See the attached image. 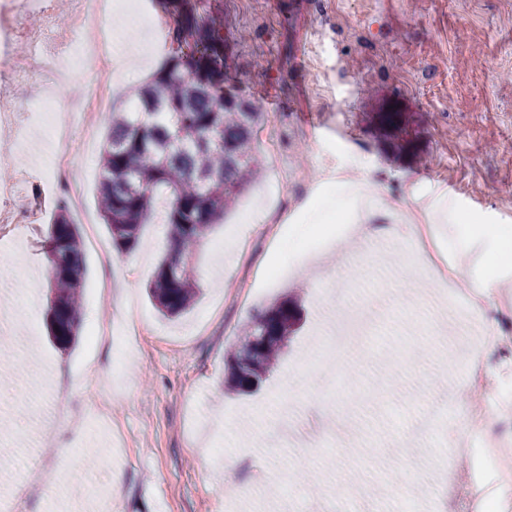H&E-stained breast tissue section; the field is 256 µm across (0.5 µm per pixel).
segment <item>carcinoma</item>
<instances>
[{
    "mask_svg": "<svg viewBox=\"0 0 512 512\" xmlns=\"http://www.w3.org/2000/svg\"><path fill=\"white\" fill-rule=\"evenodd\" d=\"M175 18L168 38L177 44L169 64L150 83L132 89L133 107L108 115L100 160V214L113 243L129 251L144 226L168 225L175 247L162 258L149 296L165 317L195 303L194 265L183 261L206 240L259 174L260 109L224 92L227 46L220 8L202 0H162ZM385 136L403 130L396 112L380 116ZM50 265V336L61 349L75 343L83 287L81 236L58 201L45 242ZM297 303L288 298L256 311L229 354L225 386L249 393L270 375L285 342L295 332Z\"/></svg>",
    "mask_w": 512,
    "mask_h": 512,
    "instance_id": "1",
    "label": "carcinoma"
}]
</instances>
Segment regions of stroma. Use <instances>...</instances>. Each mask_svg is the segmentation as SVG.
<instances>
[{
  "mask_svg": "<svg viewBox=\"0 0 512 512\" xmlns=\"http://www.w3.org/2000/svg\"><path fill=\"white\" fill-rule=\"evenodd\" d=\"M230 42L224 86L266 114L263 132H280L277 152L261 147L260 174L235 209L218 221L194 262L200 299L179 318L162 317L147 288L164 251L163 224H148L129 251L114 248L97 186L106 114L84 140V116L62 111L85 168L79 224L85 265L78 343L69 350L47 335V224L0 232V264L10 287L36 297L39 312L0 326V496L6 512H46L64 499L99 512L89 483L121 476L115 512H260L264 502L298 493L305 512H400L390 487L406 490L427 512H457L470 474L474 435L466 412L483 404L512 416V398L471 392L457 338L438 313L445 299L415 258V244L344 238L342 250L316 247L335 236L337 218L357 221L358 197L332 210L298 202L281 171L325 170L360 178L387 223L405 208L429 219L437 247L460 273L479 278L500 227H512V0H220ZM143 55L112 79V105L130 106L132 87L159 72L168 53L152 54L144 16L113 18ZM380 112H400L407 132L382 136ZM50 146L24 143L0 129V180L49 174ZM361 194V195H362ZM292 273L271 278L293 228ZM297 297L300 327L279 364L251 395L225 392L227 355L256 308ZM354 316L388 324L390 340L347 358L320 353L319 341ZM102 328L89 341L91 328ZM124 354L121 373L115 355ZM434 402L447 412L411 436ZM100 408L112 439L76 442L89 410ZM75 464L58 470V450ZM245 459L244 495L231 498L224 458Z\"/></svg>",
  "mask_w": 512,
  "mask_h": 512,
  "instance_id": "stroma-1",
  "label": "stroma"
}]
</instances>
